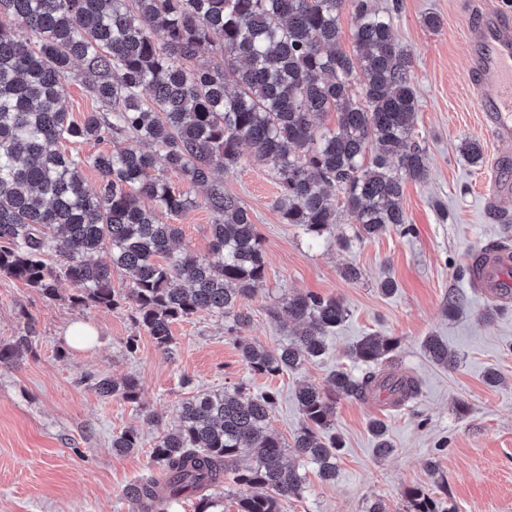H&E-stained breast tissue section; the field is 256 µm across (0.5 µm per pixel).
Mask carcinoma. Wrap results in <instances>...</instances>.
I'll list each match as a JSON object with an SVG mask.
<instances>
[{
	"label": "carcinoma",
	"mask_w": 512,
	"mask_h": 512,
	"mask_svg": "<svg viewBox=\"0 0 512 512\" xmlns=\"http://www.w3.org/2000/svg\"><path fill=\"white\" fill-rule=\"evenodd\" d=\"M347 7L351 53L337 47ZM391 28V15L370 0H0V275L47 298L64 278L75 287L74 305H128L137 327L169 355L173 323L202 312L239 319L264 278L253 216L222 179L242 145L272 173L285 223L312 239L328 238L344 215L362 238L406 223L404 184L427 180L429 169L415 139L412 56ZM74 78L101 107L79 123L63 105ZM326 112L336 113L333 129L313 122ZM89 140L116 147L86 157L75 145ZM86 166L100 176L93 192ZM174 179L205 191L212 214L205 258L174 249L179 227L160 219L192 204ZM103 252L109 261L97 258ZM116 271L131 276L129 288L112 284ZM282 308L305 328L274 352L239 344L257 374L321 356L325 336L347 317L342 301L314 293L288 294ZM396 348L391 338L365 336L351 349L366 366L362 375L338 371L326 390L299 388L303 426L291 446L267 432L274 392L250 398L224 390L185 402L179 424L152 449L166 488L156 492L152 477L129 487L134 512H172L185 494L196 496L197 512H219L228 474L238 512H281L305 490L288 448L323 478L336 475L340 445L328 430L338 398L385 392L400 407L417 397L414 375L385 372ZM424 348L435 363L455 364L438 339ZM32 351V337L18 336L0 345V366ZM93 387L138 402L132 377L101 376ZM370 429L377 457L391 455L385 424L374 420ZM139 447L135 428L112 438L117 454ZM244 457L249 464L241 466ZM408 499L410 512H443L421 489Z\"/></svg>",
	"instance_id": "obj_1"
}]
</instances>
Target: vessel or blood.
I'll list each match as a JSON object with an SVG mask.
<instances>
[{
	"instance_id": "obj_1",
	"label": "vessel or blood",
	"mask_w": 512,
	"mask_h": 512,
	"mask_svg": "<svg viewBox=\"0 0 512 512\" xmlns=\"http://www.w3.org/2000/svg\"><path fill=\"white\" fill-rule=\"evenodd\" d=\"M475 51L471 69L490 95L478 101L503 147L502 165L512 164V23L494 16L471 34ZM471 283L492 300H512V248L480 254L469 262Z\"/></svg>"
}]
</instances>
